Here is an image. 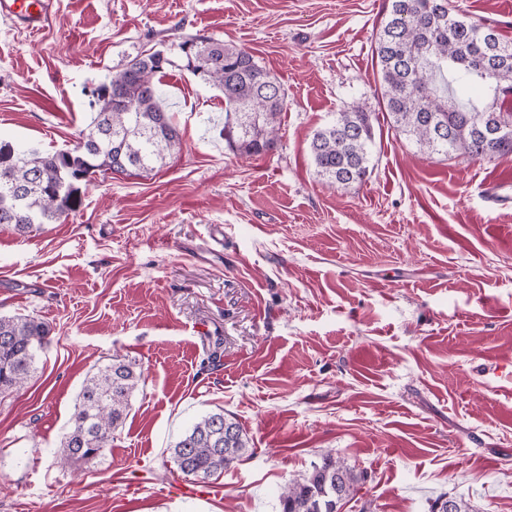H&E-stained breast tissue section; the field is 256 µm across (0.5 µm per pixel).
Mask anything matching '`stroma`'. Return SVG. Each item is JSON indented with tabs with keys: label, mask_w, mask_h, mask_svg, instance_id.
I'll list each match as a JSON object with an SVG mask.
<instances>
[{
	"label": "stroma",
	"mask_w": 512,
	"mask_h": 512,
	"mask_svg": "<svg viewBox=\"0 0 512 512\" xmlns=\"http://www.w3.org/2000/svg\"><path fill=\"white\" fill-rule=\"evenodd\" d=\"M512 42V0H451ZM389 0H55L40 32L0 21V140L53 153L89 92L135 56L201 36L285 90L280 144L242 157L224 96L185 64L162 99L181 148L93 176L27 236L0 227V315L50 341L0 394V512H279L326 452L362 472L340 512H512V155H429L392 126L373 56ZM368 112L369 179L329 187L310 141ZM120 354L143 380L103 456L56 452L84 380ZM224 410L242 460L190 499L171 444Z\"/></svg>",
	"instance_id": "1"
}]
</instances>
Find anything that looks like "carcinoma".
Returning <instances> with one entry per match:
<instances>
[{"label":"carcinoma","instance_id":"cac0c4a2","mask_svg":"<svg viewBox=\"0 0 512 512\" xmlns=\"http://www.w3.org/2000/svg\"><path fill=\"white\" fill-rule=\"evenodd\" d=\"M375 55L384 109L395 130L421 151L471 159L512 154V129L495 138L482 132L499 122L512 125V43L494 27L450 13L448 0H390ZM175 56L224 94V140L233 151L256 155L277 148L285 99L280 83L243 48L187 39L172 52L131 59L95 87L96 110L71 149L51 154L1 142L0 226L24 236L37 224L55 223L81 206L78 183L98 172L150 173L179 150V133L159 87ZM474 84L485 89L481 105L461 96ZM373 144L369 113L359 106L336 113L310 142L317 175L334 187L365 182ZM49 334V326L35 317L0 316V393L24 387ZM140 381L135 364L120 355L86 379L60 441L61 464L90 462L104 453ZM247 448L238 423L219 410L181 434L171 456L184 476L206 479L233 467ZM359 480L329 451L305 476L288 481L279 496L280 512H337ZM432 512H470V507L442 495Z\"/></svg>","mask_w":512,"mask_h":512}]
</instances>
